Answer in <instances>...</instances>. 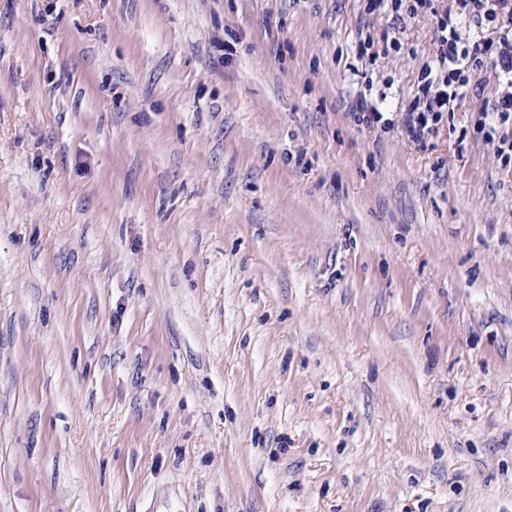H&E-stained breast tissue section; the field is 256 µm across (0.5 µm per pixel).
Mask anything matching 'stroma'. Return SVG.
Masks as SVG:
<instances>
[{
	"mask_svg": "<svg viewBox=\"0 0 512 512\" xmlns=\"http://www.w3.org/2000/svg\"><path fill=\"white\" fill-rule=\"evenodd\" d=\"M367 4L0 0V512H512L498 75ZM486 106L479 112L480 129L485 132V139L492 145L495 152L500 156L506 155L510 159L512 152V91L498 93L488 110ZM354 119L359 125L368 128L389 129L392 126V119L387 118V112H379L375 107L369 105L366 100L360 99L353 107Z\"/></svg>",
	"mask_w": 512,
	"mask_h": 512,
	"instance_id": "stroma-1",
	"label": "stroma"
}]
</instances>
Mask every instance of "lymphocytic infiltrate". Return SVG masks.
I'll return each mask as SVG.
<instances>
[{"mask_svg": "<svg viewBox=\"0 0 512 512\" xmlns=\"http://www.w3.org/2000/svg\"><path fill=\"white\" fill-rule=\"evenodd\" d=\"M456 12L437 19L435 63L425 66L419 76L417 101L420 111L409 113L404 128L415 142L450 110L462 90L475 84L485 59H492L507 79L509 91L498 93L478 123L498 155L512 154V0H456ZM497 23L498 40L462 37L463 21Z\"/></svg>", "mask_w": 512, "mask_h": 512, "instance_id": "obj_1", "label": "lymphocytic infiltrate"}]
</instances>
